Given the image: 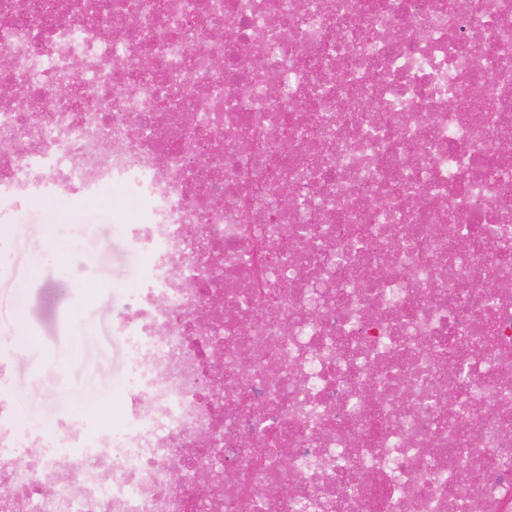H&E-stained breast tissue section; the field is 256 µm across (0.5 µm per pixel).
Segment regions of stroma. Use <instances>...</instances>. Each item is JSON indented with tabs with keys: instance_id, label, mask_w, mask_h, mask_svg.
<instances>
[{
	"instance_id": "stroma-1",
	"label": "stroma",
	"mask_w": 512,
	"mask_h": 512,
	"mask_svg": "<svg viewBox=\"0 0 512 512\" xmlns=\"http://www.w3.org/2000/svg\"><path fill=\"white\" fill-rule=\"evenodd\" d=\"M137 216L110 190L95 203L33 204L0 218L9 226L0 239V362L24 429L48 430L77 406L96 425L119 426L131 364L115 316L125 286L148 270L121 230ZM45 384L56 386L55 399L33 396Z\"/></svg>"
}]
</instances>
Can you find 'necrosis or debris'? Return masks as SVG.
Masks as SVG:
<instances>
[{"label": "necrosis or debris", "instance_id": "4bbe7bcc", "mask_svg": "<svg viewBox=\"0 0 512 512\" xmlns=\"http://www.w3.org/2000/svg\"><path fill=\"white\" fill-rule=\"evenodd\" d=\"M0 84V203L150 268L119 427L0 369V512H512V0H0Z\"/></svg>", "mask_w": 512, "mask_h": 512}]
</instances>
